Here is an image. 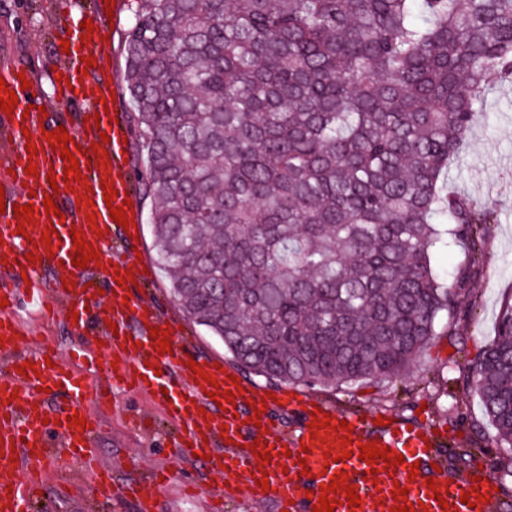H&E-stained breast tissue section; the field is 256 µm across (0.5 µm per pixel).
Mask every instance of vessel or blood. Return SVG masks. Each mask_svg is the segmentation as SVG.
<instances>
[{"label":"vessel or blood","mask_w":512,"mask_h":512,"mask_svg":"<svg viewBox=\"0 0 512 512\" xmlns=\"http://www.w3.org/2000/svg\"><path fill=\"white\" fill-rule=\"evenodd\" d=\"M92 28H84V21ZM105 18L102 8H85L74 0L66 18L61 40L69 50H57L58 102L79 108L74 124L66 125L70 158H63L55 139L38 134L40 97L36 89L22 87L16 73L1 76L6 91L15 92L18 103L11 113H0V138L11 148L0 154V259L26 263L29 281L4 289L8 307L0 309V335L15 338L18 326L11 307L30 304L44 317L54 316L57 301L77 313V325L91 329L117 362L110 376L114 382L130 385L152 394L167 392L170 408L183 419L187 430L178 443L181 454L206 455L217 471L242 474L245 493L254 502L271 500L279 512H312L314 498L338 473H345L347 486H353L360 503L348 505L345 488L335 490L334 512H395L396 487L407 490L415 512H494L495 481L485 468L474 467L459 484L449 483L446 474L425 476L424 468L437 462L438 437L423 427L383 421L370 425L358 414L332 411L327 405L313 406L311 398L285 388L275 397L252 386L231 381L227 371L217 369L215 359L194 356L181 346V325L163 316L151 301L134 295L136 286L149 280L146 268L131 258L114 253L116 232L134 238L138 226L136 212L125 211L126 229H119L111 207L132 198L128 166L127 128L117 109L114 85L100 74L110 64L104 46ZM97 150H88V143ZM35 154H28V146ZM77 162L80 179L66 180L63 169ZM36 167L29 175L27 167ZM113 187L114 195L103 192ZM52 197L56 213H48L43 200ZM34 207V220L25 231H18L15 206ZM81 231L98 255L97 263L76 266L77 248L73 231ZM58 268L52 281H44V267ZM169 332L172 349L158 350L155 331ZM34 363L35 371H23L24 362ZM11 370L0 377V512H32L39 498L37 483L24 482L13 463V456L26 457L32 473L40 474L58 465L54 447L64 448L71 461L102 471L101 451L96 446L98 408L107 406L106 390L80 378L62 358L46 362L43 354L31 358L10 354ZM64 392L67 400L57 422H49L43 403L44 389ZM229 395L228 407L216 398ZM286 412L299 416L298 432L285 435L275 425L274 415ZM84 417V425L73 422ZM331 426H324L323 417ZM347 428H339V421ZM373 444L403 455L402 464L386 465L376 458L360 460V446ZM268 464H261L260 454ZM420 473H412V464ZM119 492L111 475L104 474L93 488L91 506L99 512Z\"/></svg>","instance_id":"b4317fda"}]
</instances>
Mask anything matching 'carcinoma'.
Listing matches in <instances>:
<instances>
[{
	"label": "carcinoma",
	"mask_w": 512,
	"mask_h": 512,
	"mask_svg": "<svg viewBox=\"0 0 512 512\" xmlns=\"http://www.w3.org/2000/svg\"><path fill=\"white\" fill-rule=\"evenodd\" d=\"M125 60L187 317L270 383L396 380L475 275L483 215L443 182L512 80V0H135ZM472 371L512 447V305Z\"/></svg>",
	"instance_id": "carcinoma-1"
}]
</instances>
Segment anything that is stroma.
Returning a JSON list of instances; mask_svg holds the SVG:
<instances>
[{
    "mask_svg": "<svg viewBox=\"0 0 512 512\" xmlns=\"http://www.w3.org/2000/svg\"><path fill=\"white\" fill-rule=\"evenodd\" d=\"M63 0H0V70L14 67L30 73L47 108L39 133L61 123H73L76 110L57 102L53 73L58 66L53 44L63 29ZM132 0L107 25L105 46L111 68L103 80L122 91L118 109L128 112L125 91L124 44L133 18ZM450 193L470 199L489 218L481 226L477 273L460 309L441 319L436 334L396 381L366 380L351 387L300 385L302 395L339 410L360 413L367 421L392 417L437 431L446 444L440 453L451 479L463 477L481 462L496 480L499 512H512V447L500 444L497 432L469 386L467 375L498 335L501 316L512 304V83L493 88L476 113L464 147L450 163L445 178ZM139 218L134 241L114 238L113 251L142 258L152 278L141 295L155 302L167 316L181 320L198 355L233 360L221 342L185 320L170 294L169 282L158 264L150 228L151 201L141 190L133 192ZM20 352L40 348L56 351L83 377L112 389V406L100 413L98 446L112 467V481L120 493L108 512H138L141 488L152 471L168 474L165 490L154 501L153 512H207L206 502L235 475L211 470L204 463L180 457L173 440L184 427L167 406L144 391L114 386L107 357L89 364L77 351L94 349L92 337L67 316L53 323L38 320L34 310L20 309ZM59 475L43 482L48 512H89L92 480L79 465L62 460Z\"/></svg>",
    "mask_w": 512,
    "mask_h": 512,
    "instance_id": "1",
    "label": "stroma"
}]
</instances>
